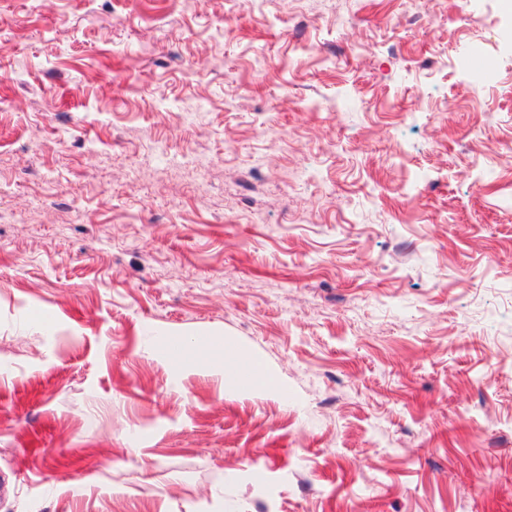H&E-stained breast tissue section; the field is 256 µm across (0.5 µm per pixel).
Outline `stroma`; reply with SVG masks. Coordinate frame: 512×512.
<instances>
[{
  "instance_id": "stroma-1",
  "label": "stroma",
  "mask_w": 512,
  "mask_h": 512,
  "mask_svg": "<svg viewBox=\"0 0 512 512\" xmlns=\"http://www.w3.org/2000/svg\"><path fill=\"white\" fill-rule=\"evenodd\" d=\"M1 482L0 512H512L507 0H0ZM170 358L176 362H197L214 366L224 376V387L231 390H251L261 387H272L271 378L265 373L261 363L249 352L231 345L224 340L199 341L186 344L181 338H174ZM173 339V340H174ZM250 374L251 381L247 386L240 384L242 373ZM245 387V388H243Z\"/></svg>"
}]
</instances>
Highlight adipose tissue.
Returning a JSON list of instances; mask_svg holds the SVG:
<instances>
[{"label":"adipose tissue","mask_w":512,"mask_h":512,"mask_svg":"<svg viewBox=\"0 0 512 512\" xmlns=\"http://www.w3.org/2000/svg\"><path fill=\"white\" fill-rule=\"evenodd\" d=\"M172 360L205 363L214 366L224 377L225 388L240 389V376L249 373L251 388L271 387L272 380L261 363L249 352L226 342L199 341L193 344L178 340L170 354Z\"/></svg>","instance_id":"obj_1"}]
</instances>
